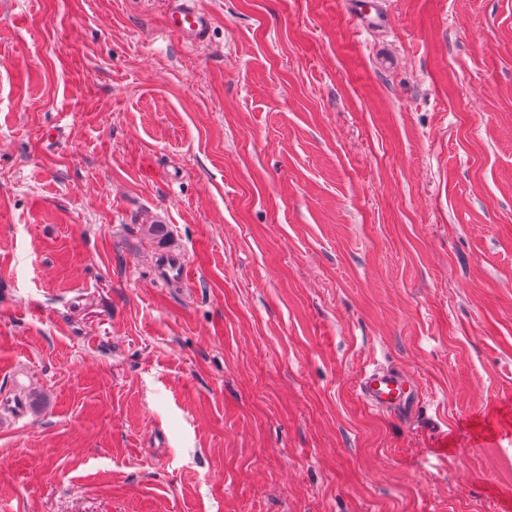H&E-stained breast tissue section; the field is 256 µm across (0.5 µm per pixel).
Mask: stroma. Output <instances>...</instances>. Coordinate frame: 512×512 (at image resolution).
<instances>
[{
	"label": "stroma",
	"instance_id": "stroma-1",
	"mask_svg": "<svg viewBox=\"0 0 512 512\" xmlns=\"http://www.w3.org/2000/svg\"><path fill=\"white\" fill-rule=\"evenodd\" d=\"M201 2L0 0V512H512V0ZM165 32L191 46L206 43L212 17L198 0H164ZM358 390L373 409L405 411L411 405L413 385L409 376L398 369L375 368L360 378Z\"/></svg>",
	"mask_w": 512,
	"mask_h": 512
}]
</instances>
